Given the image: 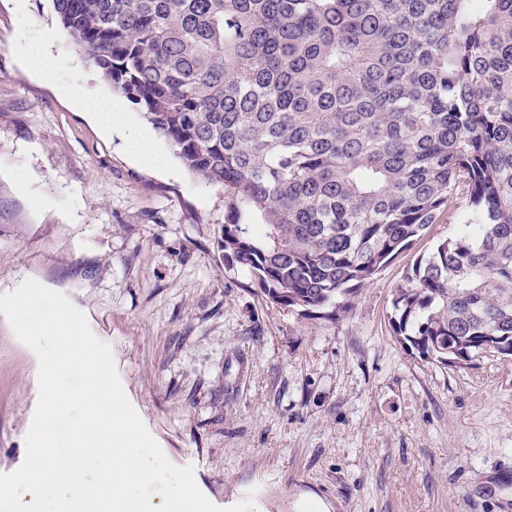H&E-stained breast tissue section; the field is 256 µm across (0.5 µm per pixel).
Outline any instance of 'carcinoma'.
I'll return each instance as SVG.
<instances>
[{
  "label": "carcinoma",
  "instance_id": "1",
  "mask_svg": "<svg viewBox=\"0 0 512 512\" xmlns=\"http://www.w3.org/2000/svg\"><path fill=\"white\" fill-rule=\"evenodd\" d=\"M84 59L224 187V259L303 311L357 290L466 193L394 334L512 356V0H52Z\"/></svg>",
  "mask_w": 512,
  "mask_h": 512
}]
</instances>
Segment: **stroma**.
<instances>
[{"mask_svg": "<svg viewBox=\"0 0 512 512\" xmlns=\"http://www.w3.org/2000/svg\"><path fill=\"white\" fill-rule=\"evenodd\" d=\"M51 36V66L19 31ZM111 96L51 0H0V294L32 278L64 294L112 350L131 405L215 506L257 512H512V359L430 363L395 336L408 270L455 235L442 213L348 310L273 303L219 247L222 186L155 137L141 165L69 96ZM39 361L0 314V474L26 456Z\"/></svg>", "mask_w": 512, "mask_h": 512, "instance_id": "stroma-1", "label": "stroma"}]
</instances>
